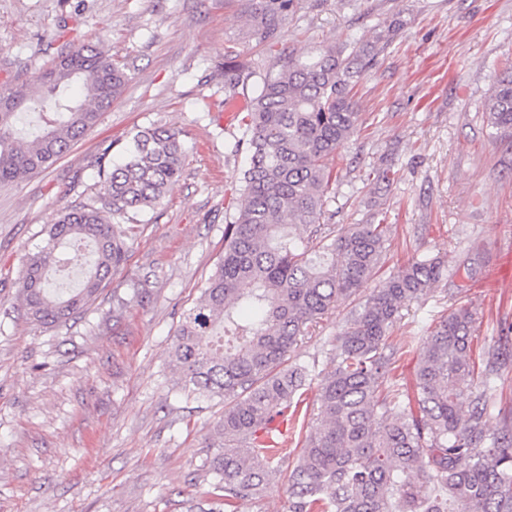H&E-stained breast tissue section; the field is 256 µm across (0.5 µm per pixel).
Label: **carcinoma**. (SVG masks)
Returning <instances> with one entry per match:
<instances>
[{
  "label": "carcinoma",
  "instance_id": "carcinoma-1",
  "mask_svg": "<svg viewBox=\"0 0 512 512\" xmlns=\"http://www.w3.org/2000/svg\"><path fill=\"white\" fill-rule=\"evenodd\" d=\"M243 38L268 49L295 0H247ZM402 23L393 21L367 42L349 41L290 57L268 73L241 118L249 153L240 203L224 228V256L202 288L199 303L178 326L167 358L176 385L224 400L214 451L204 467L217 501L200 512H228L257 497L277 471L279 442L260 431L288 408L308 378L291 361L308 330L354 297L377 273L392 225L350 224L332 234L324 202L336 184L328 159L357 131L353 90L372 70ZM253 75L224 55V97ZM129 74L107 51L72 48L21 84L0 86L14 107L0 112V184L48 167L122 93ZM31 116L28 128L17 115ZM487 122L512 130V61L504 63L485 105ZM116 164L106 148L97 165L104 207L129 218L158 205L182 174L185 149L171 127L137 130ZM294 224H308L307 238ZM128 246L99 208L65 211L46 243L26 258L19 280L27 319L65 323L87 308L101 283L123 265ZM83 269L81 287L58 280ZM437 256L412 259L355 308L336 336L334 368L320 381L319 422L302 440L288 475L289 512H512V413L495 432L486 428L488 387L512 366L506 348L473 357L475 314L461 305L441 318L422 342L415 368L418 410H400L385 386L404 351L388 344L402 311L426 300L443 278Z\"/></svg>",
  "mask_w": 512,
  "mask_h": 512
}]
</instances>
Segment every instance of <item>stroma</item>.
Here are the masks:
<instances>
[{
    "label": "stroma",
    "mask_w": 512,
    "mask_h": 512,
    "mask_svg": "<svg viewBox=\"0 0 512 512\" xmlns=\"http://www.w3.org/2000/svg\"><path fill=\"white\" fill-rule=\"evenodd\" d=\"M245 0H0V85L20 83L53 56L104 42L131 80L52 165L0 185V512H187L213 500L203 464L220 399L181 392L166 350L224 255L225 219L240 199V122H224V53L257 76L319 45L371 40L402 27L356 88L361 127L332 158L325 221L363 224L379 210L395 227L380 277L439 256L443 279L389 341L405 346L390 388L415 406L420 342L452 304L476 314L474 354L512 328V134L485 104L512 59V0H298L275 49L245 41ZM181 131L180 179L136 223L117 224L126 261L75 321L43 327L18 296L25 258L61 211L100 205L96 159L137 129ZM390 181L378 184L383 169ZM149 280L147 297L132 285ZM126 304L112 321L115 301ZM356 302L339 299L294 356L309 369L302 410L289 416V452L260 497L237 512H288V472L318 418L317 389Z\"/></svg>",
    "instance_id": "35a3bbf8"
}]
</instances>
